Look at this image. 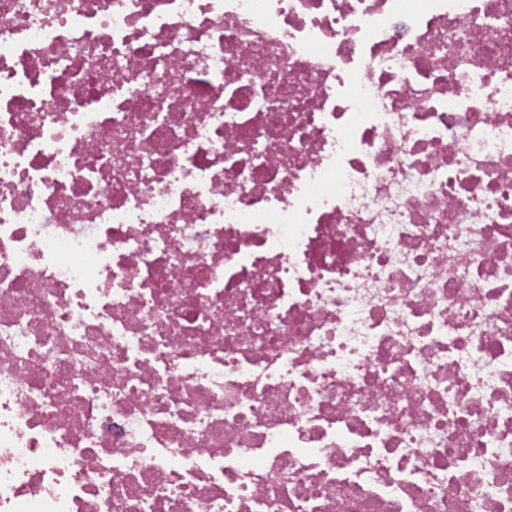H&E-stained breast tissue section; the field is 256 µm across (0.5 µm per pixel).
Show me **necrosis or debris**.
<instances>
[{"mask_svg":"<svg viewBox=\"0 0 512 512\" xmlns=\"http://www.w3.org/2000/svg\"><path fill=\"white\" fill-rule=\"evenodd\" d=\"M0 512H512V0H0Z\"/></svg>","mask_w":512,"mask_h":512,"instance_id":"obj_1","label":"necrosis or debris"}]
</instances>
